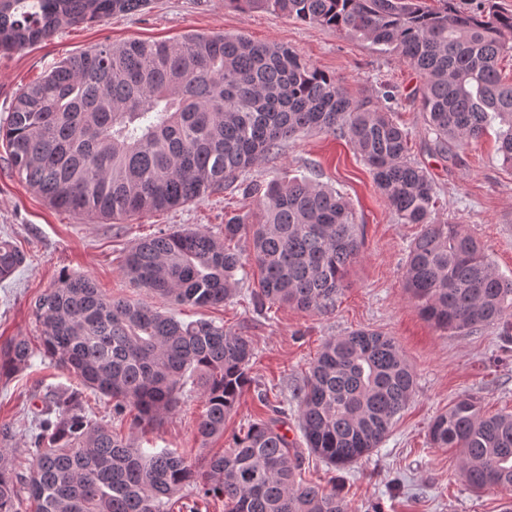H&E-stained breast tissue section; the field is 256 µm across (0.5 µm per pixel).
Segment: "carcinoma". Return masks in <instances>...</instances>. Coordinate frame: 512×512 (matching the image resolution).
<instances>
[{
	"instance_id": "obj_1",
	"label": "carcinoma",
	"mask_w": 512,
	"mask_h": 512,
	"mask_svg": "<svg viewBox=\"0 0 512 512\" xmlns=\"http://www.w3.org/2000/svg\"><path fill=\"white\" fill-rule=\"evenodd\" d=\"M150 0H0V55L63 29L135 12ZM361 37L423 78L421 107L441 154L498 124V153L512 166V12L468 13L455 0H224ZM397 94L349 98L335 77L295 50L242 35L188 33L175 42L100 45L56 62L14 99L0 121L9 161L53 208L124 221L233 188L256 212L225 216L224 236L159 230L125 255L123 273L177 306L231 299L246 237L261 271L250 304L304 311L334 307L360 256L363 225L350 201L314 178L266 184L243 173L282 143L317 130L347 140L400 224H419L403 266L420 314L456 333L494 328L512 339V279L461 225L436 218L438 192L408 156L394 116ZM25 256L0 239V281ZM44 356L112 401V415L144 428L175 412L186 391L205 411L203 440L224 434L250 382L246 336L212 320L185 322L142 302L112 299L85 274L64 273L31 304ZM24 338L0 346V377L32 366ZM413 370L396 341L359 329L329 338L295 391L307 450L343 469L369 455L413 397ZM432 444L459 450L475 491H512V413H483L462 396L429 424ZM0 429V512H163L183 489L224 512H351L336 491L301 478L302 456L270 417L248 423L219 455L193 462L148 452L89 416L80 395L52 389L35 418L31 466L17 469ZM25 493L20 498L19 493Z\"/></svg>"
}]
</instances>
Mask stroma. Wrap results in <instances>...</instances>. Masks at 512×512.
<instances>
[{
	"mask_svg": "<svg viewBox=\"0 0 512 512\" xmlns=\"http://www.w3.org/2000/svg\"><path fill=\"white\" fill-rule=\"evenodd\" d=\"M189 32L243 35L260 43L292 48L310 65L338 78L353 99L398 94L397 121L409 133L410 156L433 177L444 204L441 218L462 224L484 244L497 272L512 278V168L497 153L494 132L454 148L445 157L434 148L420 102V75L371 42L316 24L264 11H239L224 0H150L140 11L115 14L101 22L59 31L51 41L0 57V119L16 95L37 81L54 62L97 45L131 40H177ZM320 170L322 180L345 194L366 229L365 245L334 307L304 312L271 305L255 311L243 301L216 308L182 307L184 321L212 319L249 337L254 356L247 387L222 436L202 440L197 423L201 396L186 393L177 410L152 429L141 431L112 418V404L49 364L40 352L30 305L67 272L89 275L112 298L148 301L121 266L127 250L161 229L203 228L221 235L224 217L255 211L257 199L225 190L203 200L115 224L51 208L10 167L0 145V238L12 241L25 263L0 281V345L25 337L35 356L22 374L0 380V427L14 433L15 463H28L27 448L47 389L81 390L93 420L112 425L135 447L169 448L199 461L227 448L248 421L284 413L289 438L300 439L294 389L301 384L329 337L357 329L391 336L412 365L416 390L391 432L369 457L332 470L312 454L303 456V476L336 487L353 512H503L512 493L472 491L459 473V455L431 445L428 425L459 396L479 401L484 412H512V351H502L496 331L453 334L435 329L418 313L401 278L408 249L420 225L401 224L376 188L361 158L346 140L318 131L283 143L278 154L250 168L246 179L288 180Z\"/></svg>",
	"mask_w": 512,
	"mask_h": 512,
	"instance_id": "35a3bbf8",
	"label": "stroma"
}]
</instances>
